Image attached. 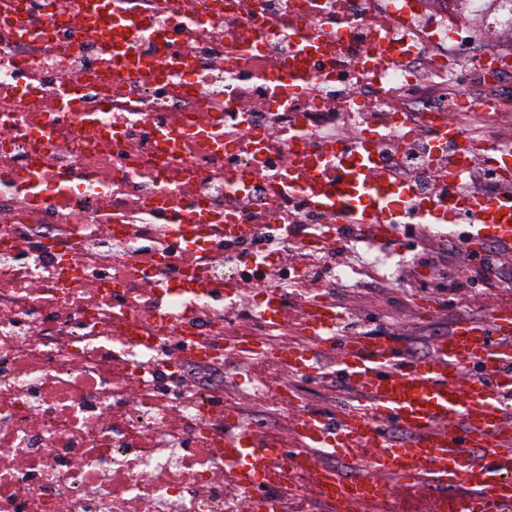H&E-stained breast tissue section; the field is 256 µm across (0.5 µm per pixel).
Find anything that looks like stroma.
Listing matches in <instances>:
<instances>
[{"label": "stroma", "instance_id": "stroma-1", "mask_svg": "<svg viewBox=\"0 0 512 512\" xmlns=\"http://www.w3.org/2000/svg\"><path fill=\"white\" fill-rule=\"evenodd\" d=\"M414 246L411 259L401 268L398 283L375 285L373 277H365L358 288H336L337 302L356 319L351 327L372 334L382 331L398 333L406 353L417 357L431 356L436 341L447 336L454 324L462 319L485 320L490 309L500 300L498 284L480 276L475 260L461 242L466 225L448 227L445 234H427L418 225H410ZM430 297L438 308L430 318H421L417 305L420 298ZM326 368L332 380L316 382L289 379V390L298 401L329 412L348 397L349 389L335 377L336 364L332 354H325Z\"/></svg>", "mask_w": 512, "mask_h": 512}]
</instances>
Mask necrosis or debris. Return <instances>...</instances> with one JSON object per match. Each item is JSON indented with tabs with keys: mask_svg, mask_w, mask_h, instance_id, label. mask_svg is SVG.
<instances>
[{
	"mask_svg": "<svg viewBox=\"0 0 512 512\" xmlns=\"http://www.w3.org/2000/svg\"><path fill=\"white\" fill-rule=\"evenodd\" d=\"M113 6L142 71L54 0H0V512H262L224 466V339L266 293L394 281L364 236L337 251L309 180L335 193L372 133L415 195L396 223L445 199L436 117L488 153L512 111V0Z\"/></svg>",
	"mask_w": 512,
	"mask_h": 512,
	"instance_id": "4bbe7bcc",
	"label": "necrosis or debris"
}]
</instances>
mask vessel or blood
<instances>
[{"label": "vessel or blood", "instance_id": "1", "mask_svg": "<svg viewBox=\"0 0 512 512\" xmlns=\"http://www.w3.org/2000/svg\"><path fill=\"white\" fill-rule=\"evenodd\" d=\"M484 162L495 165L504 184L512 183V142ZM472 164L449 162L440 169L450 179L447 206H422L427 220L449 223L466 218L470 250L494 241L512 249V193L483 196L468 187ZM385 202L352 206L354 224L374 227V242L394 243L398 227ZM340 309L327 300L308 307L298 340L275 346L255 336L236 337L229 351L243 359L265 358L291 377L320 381L327 374L319 357L336 355L351 404L334 413L299 406L289 442L257 441L242 423L224 434V465L246 487L265 486L264 512H282L273 491L289 469L307 475L317 498L334 512H374L396 506L398 489L430 497L428 512H497L512 503V305L497 304L489 323L462 321L438 340L430 357L406 354L397 336L336 331ZM341 454L357 470L342 475L318 466L317 454ZM464 487L466 496L448 497L449 485Z\"/></svg>", "mask_w": 512, "mask_h": 512}]
</instances>
